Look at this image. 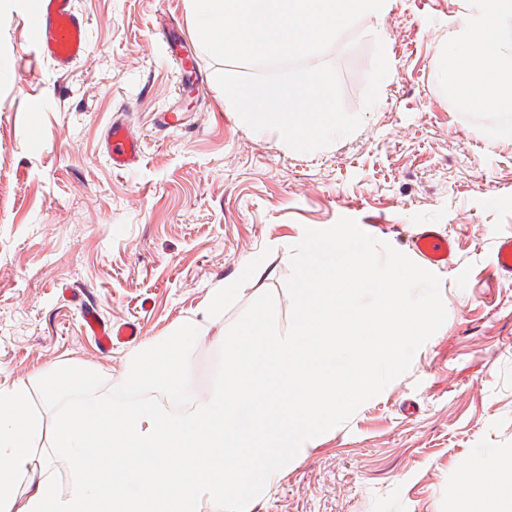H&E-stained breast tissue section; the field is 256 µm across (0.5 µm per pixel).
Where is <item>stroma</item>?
I'll use <instances>...</instances> for the list:
<instances>
[{
    "instance_id": "stroma-1",
    "label": "stroma",
    "mask_w": 512,
    "mask_h": 512,
    "mask_svg": "<svg viewBox=\"0 0 512 512\" xmlns=\"http://www.w3.org/2000/svg\"><path fill=\"white\" fill-rule=\"evenodd\" d=\"M29 2L0 0V68L11 71L0 78V384L64 364L104 377L125 367L134 343L99 352L83 300L160 340L261 255L264 278L216 325L269 292L284 329L283 259L305 229L348 217L404 253L413 229L431 224L456 241L452 265L436 271L444 324L249 512H458L464 466L512 464V276L492 268L497 241L512 236V113L457 110L436 63L471 0H395L321 54L362 124L309 153L225 110L185 0H75L89 52L66 73L37 59ZM169 21L207 78L197 94L180 90ZM173 103L190 127L155 125ZM117 112L144 150L126 173L105 153Z\"/></svg>"
}]
</instances>
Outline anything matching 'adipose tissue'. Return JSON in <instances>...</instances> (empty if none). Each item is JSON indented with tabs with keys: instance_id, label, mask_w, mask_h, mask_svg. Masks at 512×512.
Wrapping results in <instances>:
<instances>
[{
	"instance_id": "obj_1",
	"label": "adipose tissue",
	"mask_w": 512,
	"mask_h": 512,
	"mask_svg": "<svg viewBox=\"0 0 512 512\" xmlns=\"http://www.w3.org/2000/svg\"><path fill=\"white\" fill-rule=\"evenodd\" d=\"M439 56L445 88L460 109L512 112V0H474ZM487 472L484 466L463 470L461 512L512 507V477L491 485Z\"/></svg>"
}]
</instances>
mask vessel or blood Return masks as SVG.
<instances>
[{"label": "vessel or blood", "mask_w": 512, "mask_h": 512, "mask_svg": "<svg viewBox=\"0 0 512 512\" xmlns=\"http://www.w3.org/2000/svg\"><path fill=\"white\" fill-rule=\"evenodd\" d=\"M29 29L35 53L51 61L62 72L68 71L88 52V25L75 8L74 0H36L28 15ZM106 157L113 170L127 171L136 167L142 157V144L132 134L122 116H115L105 131ZM413 253L429 267L450 265L455 257V242L424 225L409 240ZM83 326L93 337L97 348L107 352L113 346L132 341L141 334L131 321H104L96 305L88 303L82 309Z\"/></svg>", "instance_id": "1"}]
</instances>
